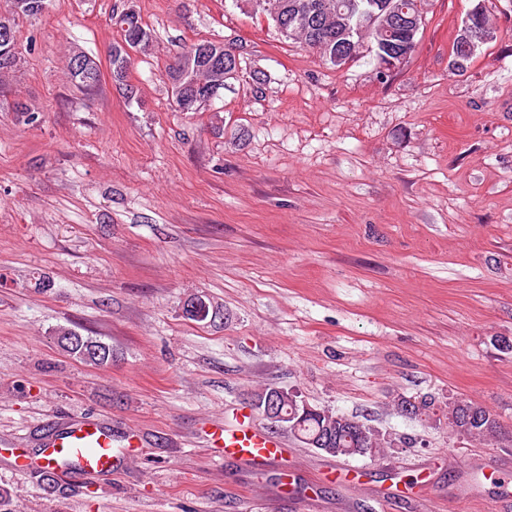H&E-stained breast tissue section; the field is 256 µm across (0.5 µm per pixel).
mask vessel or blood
Masks as SVG:
<instances>
[{"instance_id":"vessel-or-blood-1","label":"vessel or blood","mask_w":512,"mask_h":512,"mask_svg":"<svg viewBox=\"0 0 512 512\" xmlns=\"http://www.w3.org/2000/svg\"><path fill=\"white\" fill-rule=\"evenodd\" d=\"M213 438L223 447L225 456L250 464L274 463L283 455L281 442L243 419L225 423L215 430ZM118 453L111 431L89 419L56 432L40 455H30L21 448L10 451L16 470L21 472L49 461H62L88 473L105 472L112 469Z\"/></svg>"}]
</instances>
